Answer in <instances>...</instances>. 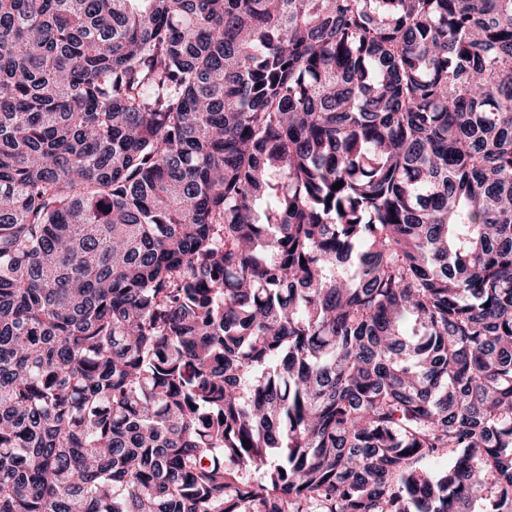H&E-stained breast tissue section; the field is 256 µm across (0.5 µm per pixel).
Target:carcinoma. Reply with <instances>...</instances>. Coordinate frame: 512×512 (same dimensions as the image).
<instances>
[{
    "mask_svg": "<svg viewBox=\"0 0 512 512\" xmlns=\"http://www.w3.org/2000/svg\"><path fill=\"white\" fill-rule=\"evenodd\" d=\"M0 512H512V0H0Z\"/></svg>",
    "mask_w": 512,
    "mask_h": 512,
    "instance_id": "1",
    "label": "carcinoma"
}]
</instances>
